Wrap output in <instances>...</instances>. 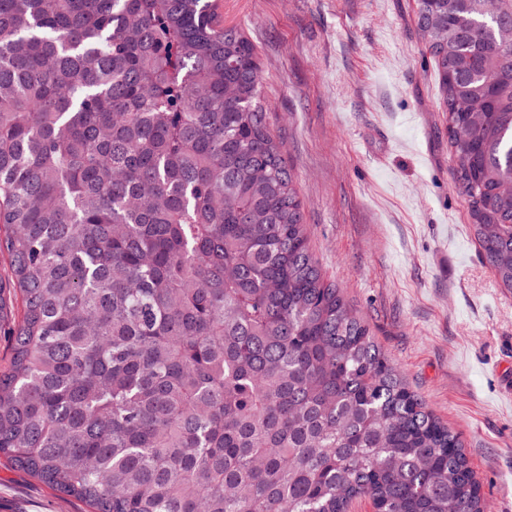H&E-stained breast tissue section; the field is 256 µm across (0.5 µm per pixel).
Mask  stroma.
Returning a JSON list of instances; mask_svg holds the SVG:
<instances>
[{
  "instance_id": "stroma-1",
  "label": "stroma",
  "mask_w": 512,
  "mask_h": 512,
  "mask_svg": "<svg viewBox=\"0 0 512 512\" xmlns=\"http://www.w3.org/2000/svg\"><path fill=\"white\" fill-rule=\"evenodd\" d=\"M418 0H222L245 30L316 258L512 512V291L454 187ZM0 512H84L0 458Z\"/></svg>"
}]
</instances>
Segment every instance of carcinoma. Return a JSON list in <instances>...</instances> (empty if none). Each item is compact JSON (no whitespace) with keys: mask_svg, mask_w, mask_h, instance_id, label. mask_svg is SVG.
I'll return each mask as SVG.
<instances>
[{"mask_svg":"<svg viewBox=\"0 0 512 512\" xmlns=\"http://www.w3.org/2000/svg\"><path fill=\"white\" fill-rule=\"evenodd\" d=\"M218 0H0V456L91 512H484L312 251ZM455 188L512 290V0H418ZM0 280H1V298L3 301V305L5 310L8 312L9 319H1L0 322V359L6 356L7 347H6V339L4 336V332H7V329L13 318L18 315L19 304L14 296V292L10 282V267L9 260L7 256L0 254ZM12 312V318L9 315V312Z\"/></svg>","mask_w":512,"mask_h":512,"instance_id":"cac0c4a2","label":"carcinoma"}]
</instances>
